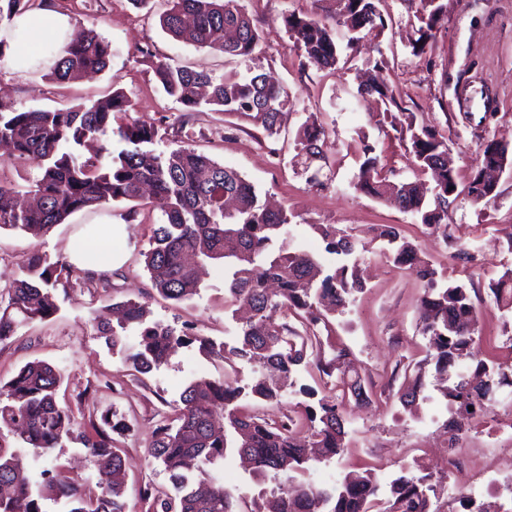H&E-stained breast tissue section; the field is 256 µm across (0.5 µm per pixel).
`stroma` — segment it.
Masks as SVG:
<instances>
[{"instance_id":"stroma-1","label":"stroma","mask_w":512,"mask_h":512,"mask_svg":"<svg viewBox=\"0 0 512 512\" xmlns=\"http://www.w3.org/2000/svg\"><path fill=\"white\" fill-rule=\"evenodd\" d=\"M447 12L429 40L424 54H414L418 37L420 0H382L389 23L359 43L339 40L336 70L319 69L304 57L289 38L282 22L288 13L333 15L335 0H245V8L259 28L263 52L252 60H225L222 53L175 40L160 25L165 0H151L144 8L132 0H29L28 11L47 8L68 18L72 29L92 28L112 44L108 71L89 73L57 83L47 76L48 66L35 64L17 70L13 62L0 65V102L18 109L92 104L123 89L132 102V118L153 123L159 130L156 150L189 144L217 162L237 169L251 182L260 201L283 208L291 218L289 241L295 249L313 253L324 266L336 263L316 232L319 224H333L361 239L365 279L345 308L330 315L322 331L325 354L343 348L354 367L378 397L372 405L345 402L350 420L349 445L341 457L314 465L307 480L316 486L332 484L341 474L372 467L379 499L390 495V484L402 470L414 476L431 472L437 496L435 512H470L456 502L446 475L439 473L438 444L441 420L449 413L441 395L442 380L433 365L421 372L422 389L416 410L405 409L391 392L392 378H404L408 363L422 360L428 340L417 320V305L424 285L395 267L376 239L378 224L401 225L419 253L435 269L439 284L468 288L480 312V338L474 354L487 362L512 364V311L497 309L489 295L490 279L512 268V249L502 234L512 227V169L505 170L498 195L489 204H474L466 195L448 202L447 234H431L397 206L382 203L356 189L363 145H371L394 180L411 181L415 171L400 139L409 114H416L439 131L457 170L459 186H466L481 144L495 139L512 148V0H446ZM150 46L154 56L139 54ZM173 59L181 66L222 76L264 73L288 91L280 136L267 138L250 125L233 126L217 112L182 113L181 107L158 87L154 60ZM383 60L381 75L390 84L402 109L386 116L374 97H361L359 85L371 74L375 60ZM327 129L322 145L326 163L317 182H309L293 139L308 118ZM126 207L112 204L97 213L78 212L49 233L35 236L0 230V288L16 278L30 255L53 260L67 257L74 236L89 224L120 223L122 235L113 237L112 251L121 264L107 280L92 279L77 268L79 283L59 294L58 313L46 321L23 323L16 334L0 343V379L8 380L27 361L40 359L61 368L64 381L60 403L69 405L77 432L91 431L102 414L123 423L115 434L116 446L126 461L125 496L129 512H153L143 497L146 487L168 485L161 466L150 456L153 431L161 412L180 402L184 388L197 377L218 379L233 370L240 384H248L255 367L236 359L203 355L197 345L176 349L167 365L136 380L124 366L120 351L109 350L96 334L95 323L112 317L113 300L150 295L143 269V254L150 247L160 211L140 206L129 223L120 215ZM471 259H457L461 247ZM224 266L206 265L201 290L190 302L174 304L150 295L154 320L176 328L190 325L195 333L216 344L235 345L239 321L224 305ZM296 385L279 402L270 404L274 416L300 415L309 397L301 387L327 395L319 375L295 373ZM90 391L89 401L78 402L79 392ZM213 472L229 483L235 494L271 503L278 493L274 477L255 478L235 453H227Z\"/></svg>"}]
</instances>
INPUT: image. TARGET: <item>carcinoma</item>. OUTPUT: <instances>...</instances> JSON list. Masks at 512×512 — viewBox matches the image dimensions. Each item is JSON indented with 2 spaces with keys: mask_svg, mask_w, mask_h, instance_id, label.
<instances>
[{
  "mask_svg": "<svg viewBox=\"0 0 512 512\" xmlns=\"http://www.w3.org/2000/svg\"><path fill=\"white\" fill-rule=\"evenodd\" d=\"M28 0H0V19L26 11ZM333 23L313 15L283 16L294 46L323 69L338 63L336 39L353 41L367 29L383 28L387 20L379 9L381 0H337ZM419 40L414 52H425L432 31L443 20L441 0H421ZM161 27L174 39L200 48L219 51L225 57L254 58L262 53L257 26L242 0H170ZM112 45L96 30L82 28L71 35L54 56L50 75L57 81L77 79L88 72L108 69ZM154 74L163 92L185 112H220L244 120L272 136L281 127L286 89L265 75L216 78L167 61L154 64ZM378 95L388 106L400 107L385 83L367 84L360 95ZM131 100L121 90L93 103L68 108L20 110L0 103V158L37 162L42 176L32 190L31 202L20 207L17 190L0 182V229L35 234L63 224L81 211H98L112 203H136L143 188L153 190L162 222L153 230L151 247L143 253L144 268L152 289L166 300L181 304L200 291V279L185 257L195 255L204 263L224 262L227 273L225 300L245 306L251 317L239 326L240 343L224 351L210 340L165 327L151 319L149 300L126 299L112 304L121 312L118 326L98 324L97 335L107 346L123 344L122 336L133 332L137 342L124 348L125 363L133 376L145 377L168 363L173 349L199 343L209 355L239 356L258 366L250 386L244 388L231 373L220 380H193L180 396L174 413H163L153 432L150 455L168 477L172 494L161 499L151 489L161 512H263L258 500H239L207 466L224 459L231 449L251 462L253 474L281 479L279 512H432L429 476H399L392 484V498L376 500L377 486L368 471L350 472L330 489L300 480L315 463L341 455L346 444L344 404L336 396L322 398L318 406H305L308 439L293 434L294 419L267 420L242 411L236 402L243 396L273 403L278 401L292 373L300 366H313L330 378L341 366L351 367L349 353L322 357L319 324L325 322L320 307L340 306L352 293L364 288L354 258L357 241L332 225L315 224L327 242V252L353 258L332 269L322 267L311 255L287 243L290 218L258 203L255 187L238 171L226 167L189 145L167 152L150 149L158 136L151 123L134 120L112 127L117 114L131 110ZM120 148L112 147V136ZM325 128L306 122L296 142L304 164L311 167L324 159L319 142ZM404 140L414 158L418 179L394 182L378 173L374 148L364 145V161L356 188L377 200H392L434 232H447L448 199L458 191L456 172L448 163V146L425 123L411 120ZM512 166L509 148L487 141L475 162V174L466 187L475 204H488L497 197L498 184L490 173ZM234 207L226 208V199ZM376 238L391 246L389 257L418 278L427 289L420 299L419 325L428 337L426 361L451 384L442 390L449 405L483 410L494 390L512 386V371L489 368L483 360L471 366V349L478 335V315L471 296L462 285L436 286L435 271L418 255L413 244L395 225L375 228ZM282 239L278 249L274 240ZM73 265L51 262L31 255L21 274L0 289L7 298L0 311V342L10 339L17 327L44 320L58 311L56 290L70 286ZM278 288H267L269 281ZM489 290L502 309L512 310V269L490 281ZM61 371L48 362H26L8 381H0V485L12 488L0 497V512H43L42 501L61 502L65 512H129L125 500L124 460L114 450L111 433L123 429L109 416L93 426L94 434L82 436V444L95 461L109 462L110 480L91 486L78 481L57 465L33 474L20 449L6 444L3 430L15 435L36 457L49 455L62 438L72 433V410L57 400ZM342 396L360 397L364 387L357 377L340 379ZM224 409V424L214 423L216 408Z\"/></svg>",
  "mask_w": 512,
  "mask_h": 512,
  "instance_id": "obj_1",
  "label": "carcinoma"
}]
</instances>
